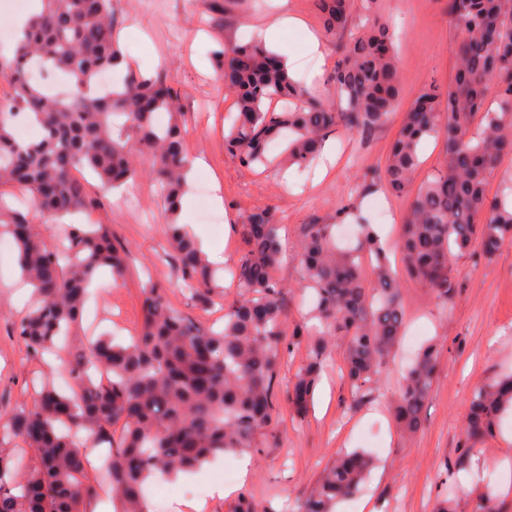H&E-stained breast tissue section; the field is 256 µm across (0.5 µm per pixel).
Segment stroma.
<instances>
[{
    "label": "stroma",
    "mask_w": 512,
    "mask_h": 512,
    "mask_svg": "<svg viewBox=\"0 0 512 512\" xmlns=\"http://www.w3.org/2000/svg\"><path fill=\"white\" fill-rule=\"evenodd\" d=\"M221 2L224 11L217 22L207 0H112V9L116 30L123 35L121 46L137 72L162 75L178 92L189 155L207 162L206 168L195 169V182H216L223 188L220 231L202 223L197 212L184 216L196 238L219 250L225 266L236 265L242 252L238 223L253 209H275L288 256L278 278L294 290L284 323L289 331L305 322L310 308L309 292L298 289L304 281L300 255L306 225L335 222L336 208L350 187L367 175L383 173L388 145L408 107L428 85L444 88L450 82L455 31L446 0H381L382 16L399 31L401 96L393 114L367 139L336 127L327 142L333 162L314 165L286 181L280 165L250 170L225 150L224 130L235 101L225 94L212 56L220 44L242 39L251 25L270 21L278 8L274 0H249L245 7L237 0ZM288 7L306 23L282 36L284 48L298 59L294 76L327 105L336 106L330 80L340 57L336 41L325 35L315 0H288ZM311 31L321 37L323 58L307 53ZM412 200V193L395 196L381 186L363 204L364 215L386 227L385 240L393 248L390 259L397 271L402 262L395 246ZM92 218L111 224L114 236L130 247L131 260L120 285H113L110 275L97 277L83 314L87 333L130 342L140 330V289L148 280L165 286L175 307L199 324L222 326L239 289L229 276H221L222 301L206 308L194 305L177 279L152 183L142 179L126 193L109 197ZM451 269L458 289L446 305L427 288L404 280L406 334L390 359L388 376L371 384L364 400L353 401L349 381L338 368L343 350L335 348V365L324 375L307 414L297 418L281 410L277 424L258 435L257 452L244 458L249 462L247 476L233 475L231 495L206 498L216 472L225 463L236 466L244 460L219 456L189 483L152 482V489L166 493L167 512H178L187 487L195 498L206 499L204 512H240L249 496L267 512H295L326 464L338 452L354 449L367 452L374 467L356 495L357 510H350L344 500L337 504V512H432L450 493L456 497L457 512H475L479 495L487 490L495 493L499 512H512V467L502 466L504 459H512V414L502 418L497 436L478 443L473 453H466L464 436L473 391L481 382L512 371V245L490 260L476 250L453 257ZM19 277L15 247L0 229V417L32 406L33 385L39 379L49 376L58 385L70 379L65 371L49 375V355L30 354L19 340L16 326L25 315L28 296L12 298L3 286L4 280ZM430 341L440 350L436 378L425 403L423 428L406 440L389 405L399 390L400 376Z\"/></svg>",
    "instance_id": "1"
}]
</instances>
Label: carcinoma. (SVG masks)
<instances>
[{"mask_svg": "<svg viewBox=\"0 0 512 512\" xmlns=\"http://www.w3.org/2000/svg\"><path fill=\"white\" fill-rule=\"evenodd\" d=\"M41 13L24 29L13 55L0 56V77L12 92L10 107L30 114L44 136L27 144L15 136L10 112H0V187L28 192L19 205L0 195V224L17 246L24 282L34 289L28 313L16 327L28 352H53L64 338L79 335L87 286L107 267L115 283L127 271L130 249L117 242L109 224H68L62 237L46 239L29 218L32 208L49 219L96 211L130 179L148 178L159 190L166 216L164 239L175 253L185 290L201 306L219 285L187 225L177 222L190 167L177 92L161 76L129 75L106 93L90 89L103 71L124 60L116 41L112 0H41ZM357 0H318L327 35L340 38L351 24ZM458 32L454 73L445 93L422 92L405 112L385 167V187L404 192L421 160V143L442 132L443 166L415 195L401 224L399 248L405 276L442 304L457 291L453 253L477 247L495 257L512 243V186L491 196L489 178L503 155L512 153V0H447ZM331 80L339 103L332 108L296 81L282 57L260 40L214 52L224 92L234 97L236 116L224 135L226 150L249 168L271 162V143L299 168L321 154L334 127L365 137L384 126L400 97L398 64L387 22L367 18L352 40L338 45ZM50 63L74 80L67 98H51L31 82L26 65ZM495 86L497 107L488 91ZM281 102L279 111L268 108ZM165 112L168 123H157ZM146 157L148 168L133 164ZM87 169L102 195L92 198L74 172ZM369 186L357 185L336 218L358 224L361 244L341 248L336 225L309 224L300 257L306 288L313 291V330H281L292 290L276 278L280 224L271 208L252 212L238 225L243 255L235 269L239 297L224 325L205 328L172 304L163 286L141 289L142 325L128 344L101 336L81 342L69 367L76 391L66 395L41 385L30 408L11 414L0 437H18L34 462L0 459V512H84L93 493L85 484L88 461L79 432L107 443L108 490L116 512H146L145 484L156 476L193 472L226 452L249 451L260 431L277 423V386L285 353L306 342L307 363L286 391L296 416L309 410L333 339L344 343L345 372L357 399L386 372L405 326L400 279L386 248L362 214ZM373 261L375 283L365 285L361 258ZM437 353L425 348L402 375L392 414L400 432L413 436L435 379ZM512 409V375L493 377L474 391L466 412L465 438L494 436ZM120 428L118 442L112 429ZM372 466L360 451H345L322 471L298 512H334L354 494Z\"/></svg>", "mask_w": 512, "mask_h": 512, "instance_id": "1", "label": "carcinoma"}]
</instances>
